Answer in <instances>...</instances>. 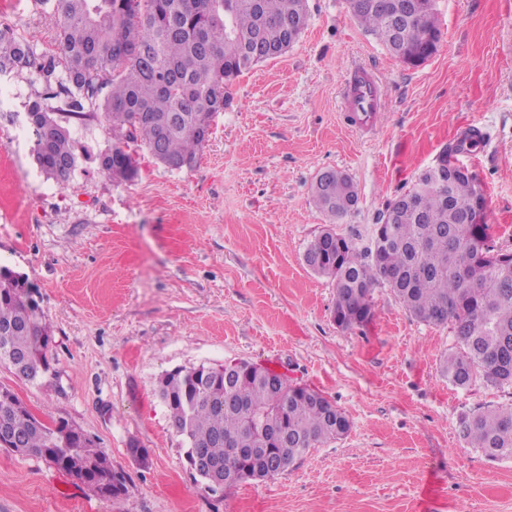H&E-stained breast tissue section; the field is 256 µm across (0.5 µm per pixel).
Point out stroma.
Listing matches in <instances>:
<instances>
[{"label": "stroma", "instance_id": "obj_1", "mask_svg": "<svg viewBox=\"0 0 512 512\" xmlns=\"http://www.w3.org/2000/svg\"><path fill=\"white\" fill-rule=\"evenodd\" d=\"M308 8L296 43L229 87L190 170L142 151L134 181L109 179L96 156L110 141L93 118L74 125L78 166L56 183L25 124L44 92L38 68L0 76V267L26 279L53 331L52 375L32 383L0 365V385L90 436L129 483L114 501L0 449V512H512V459H489L459 431L462 413L512 405V388L449 384L439 365L458 348L451 327L419 322L386 285L370 323L338 328L334 283L304 262L328 223L312 201L319 172L353 180L358 202L336 231L363 248L387 203L474 127L481 139L456 159L482 182L493 245L512 251V0H434L441 41L416 67L345 0ZM0 11L36 53L53 47L40 0H0ZM356 67L384 97L369 133L341 110ZM230 361L319 391L348 434L275 478L209 490L155 387L174 369Z\"/></svg>", "mask_w": 512, "mask_h": 512}]
</instances>
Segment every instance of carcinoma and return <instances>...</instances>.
Instances as JSON below:
<instances>
[{
  "instance_id": "carcinoma-1",
  "label": "carcinoma",
  "mask_w": 512,
  "mask_h": 512,
  "mask_svg": "<svg viewBox=\"0 0 512 512\" xmlns=\"http://www.w3.org/2000/svg\"><path fill=\"white\" fill-rule=\"evenodd\" d=\"M58 22L56 51L42 56L44 93L27 111L37 127L34 158L49 179L64 182L78 163L69 122L99 117L112 146L97 156L114 181L139 173L136 149L153 159L196 166L227 87L268 55L294 43L284 25H308L307 0H43ZM353 18L403 63L418 66L437 50L440 36L433 0H364ZM33 48L0 28V74L33 64ZM64 68L61 78L58 68ZM174 82L162 90L169 74ZM55 100L49 108L45 101ZM315 206L329 218L357 202L352 179L341 172L312 186ZM485 201L481 183L458 177L444 187L407 191L387 205L382 234L361 249L329 225L306 246L304 261L335 284L334 321L343 330L374 317L373 290L387 285L405 310L429 325L451 324L460 350L446 355L441 375L466 388L479 378L512 387V252L490 245V226L461 214ZM51 329L25 279L0 268V364L21 379L51 374ZM228 379L217 368L164 374L157 393L187 459L213 467L228 462L226 440L248 452L233 463L267 479L316 444L344 437L351 423L323 394L292 385L251 363ZM285 431L267 443L257 424ZM15 431L10 451L60 468L95 494L118 500L128 493L125 476L82 431L37 418L9 388L0 386V427ZM462 438L494 459H512V406L464 413Z\"/></svg>"
}]
</instances>
